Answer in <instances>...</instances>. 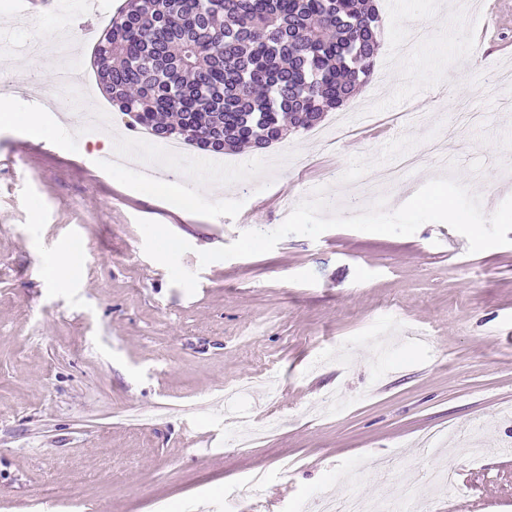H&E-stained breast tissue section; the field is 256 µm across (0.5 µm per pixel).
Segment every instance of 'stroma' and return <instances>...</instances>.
<instances>
[{
  "label": "stroma",
  "mask_w": 512,
  "mask_h": 512,
  "mask_svg": "<svg viewBox=\"0 0 512 512\" xmlns=\"http://www.w3.org/2000/svg\"><path fill=\"white\" fill-rule=\"evenodd\" d=\"M21 16L0 0V34L23 45L67 19L63 0ZM378 65L325 140L298 131L265 150L231 153L224 186L200 184L192 146L171 160L113 112L138 165L101 167L99 136L54 130L26 153L21 124L0 125V512H310L320 494L355 490L429 512H512V245L470 252L465 236L428 222L410 236L335 228L290 235L268 253L201 265L200 252L285 220L274 201L326 187L330 210L367 208L352 188L404 153L439 144L435 161L383 188L387 210L455 171L493 214L512 196V93L491 41L512 39V0H378ZM488 43L468 33L486 17ZM481 56V70L468 62ZM9 92L19 112L49 104L57 63ZM396 117L377 136H337L338 116ZM484 119L462 127L458 115ZM195 184L172 192L168 183ZM72 247L78 272L49 269ZM269 375L275 400L224 393ZM336 399L321 416L310 406ZM274 420L251 448L231 442L225 411ZM487 452L469 461L471 420ZM448 427L427 452L418 439ZM450 460L458 490L424 481ZM264 471L261 491L248 480ZM77 256L71 247H64L57 255L52 267V281L58 287H65L75 276Z\"/></svg>",
  "instance_id": "1"
}]
</instances>
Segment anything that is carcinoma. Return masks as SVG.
<instances>
[{"label":"carcinoma","mask_w":512,"mask_h":512,"mask_svg":"<svg viewBox=\"0 0 512 512\" xmlns=\"http://www.w3.org/2000/svg\"><path fill=\"white\" fill-rule=\"evenodd\" d=\"M380 22L374 0H127L92 66L112 105L155 138L262 150L368 82Z\"/></svg>","instance_id":"1"}]
</instances>
